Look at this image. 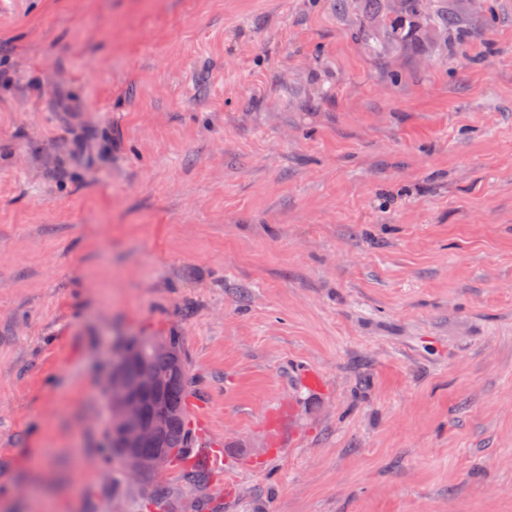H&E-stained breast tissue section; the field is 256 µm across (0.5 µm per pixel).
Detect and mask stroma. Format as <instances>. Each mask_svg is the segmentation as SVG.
I'll return each instance as SVG.
<instances>
[{"mask_svg": "<svg viewBox=\"0 0 512 512\" xmlns=\"http://www.w3.org/2000/svg\"><path fill=\"white\" fill-rule=\"evenodd\" d=\"M447 3L0 0V512H165L101 460L144 335L224 451L176 501L512 512V0ZM401 12L399 18L390 21L383 28L384 35L388 42H403L407 19L409 23L418 20L428 31H438L447 37L459 31V20L456 16L448 13V6L433 5L429 10L427 0H400Z\"/></svg>", "mask_w": 512, "mask_h": 512, "instance_id": "35a3bbf8", "label": "stroma"}]
</instances>
